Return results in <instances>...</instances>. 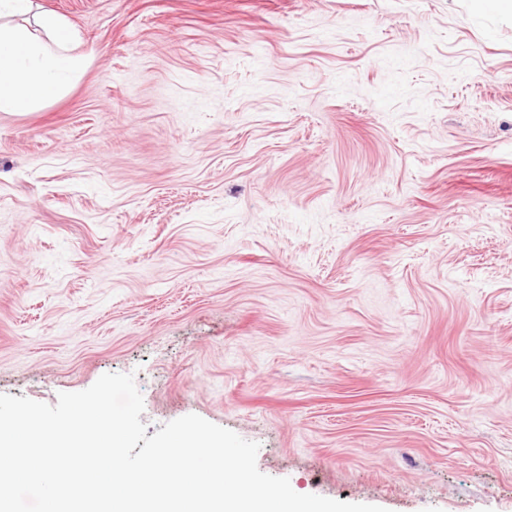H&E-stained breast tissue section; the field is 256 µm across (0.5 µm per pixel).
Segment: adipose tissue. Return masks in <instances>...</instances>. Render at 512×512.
<instances>
[{"label":"adipose tissue","instance_id":"adipose-tissue-1","mask_svg":"<svg viewBox=\"0 0 512 512\" xmlns=\"http://www.w3.org/2000/svg\"><path fill=\"white\" fill-rule=\"evenodd\" d=\"M35 13V28L13 24ZM73 28L62 18L34 12L33 0H0V112H28L57 94L84 67L74 51Z\"/></svg>","mask_w":512,"mask_h":512}]
</instances>
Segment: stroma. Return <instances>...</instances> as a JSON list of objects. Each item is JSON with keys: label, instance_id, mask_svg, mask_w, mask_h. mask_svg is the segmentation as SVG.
Instances as JSON below:
<instances>
[{"label": "stroma", "instance_id": "obj_1", "mask_svg": "<svg viewBox=\"0 0 512 512\" xmlns=\"http://www.w3.org/2000/svg\"><path fill=\"white\" fill-rule=\"evenodd\" d=\"M0 112V394L131 373L301 494L512 512V19L471 0H36ZM38 30L0 22V112H28L57 94L84 67L73 28L47 12Z\"/></svg>", "mask_w": 512, "mask_h": 512}]
</instances>
